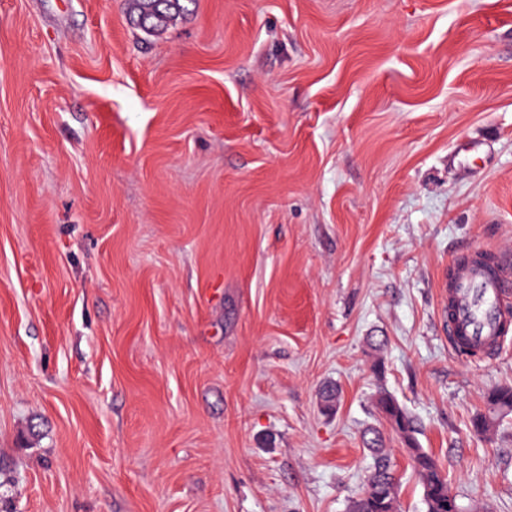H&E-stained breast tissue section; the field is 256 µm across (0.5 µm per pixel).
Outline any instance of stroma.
Segmentation results:
<instances>
[{"label": "stroma", "mask_w": 512, "mask_h": 512, "mask_svg": "<svg viewBox=\"0 0 512 512\" xmlns=\"http://www.w3.org/2000/svg\"><path fill=\"white\" fill-rule=\"evenodd\" d=\"M474 243L512 250V0H198L158 36L0 0V496L347 512L383 389L462 512H512V414L472 427L512 334L465 357L441 314Z\"/></svg>", "instance_id": "obj_1"}]
</instances>
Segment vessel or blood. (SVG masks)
Returning <instances> with one entry per match:
<instances>
[{
  "label": "vessel or blood",
  "mask_w": 512,
  "mask_h": 512,
  "mask_svg": "<svg viewBox=\"0 0 512 512\" xmlns=\"http://www.w3.org/2000/svg\"><path fill=\"white\" fill-rule=\"evenodd\" d=\"M448 302L454 308L449 339L466 336L482 346H497L512 330V254L499 253L495 272L475 266L460 269L448 285Z\"/></svg>",
  "instance_id": "obj_1"
}]
</instances>
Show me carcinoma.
I'll list each match as a JSON object with an SVG mask.
<instances>
[{
	"label": "carcinoma",
	"instance_id": "carcinoma-1",
	"mask_svg": "<svg viewBox=\"0 0 512 512\" xmlns=\"http://www.w3.org/2000/svg\"><path fill=\"white\" fill-rule=\"evenodd\" d=\"M132 25L150 35H158L193 11L196 0H126ZM375 405L381 420L404 439L410 467L423 490L426 512H448L451 490L447 476L436 460L420 448L416 421L388 392L378 393ZM488 411L472 420L478 432L490 430L499 416L512 412V386L494 387L487 393ZM364 445L375 456L374 469L360 493L350 501L348 512H399L398 482L383 450L382 433L367 430Z\"/></svg>",
	"mask_w": 512,
	"mask_h": 512
}]
</instances>
